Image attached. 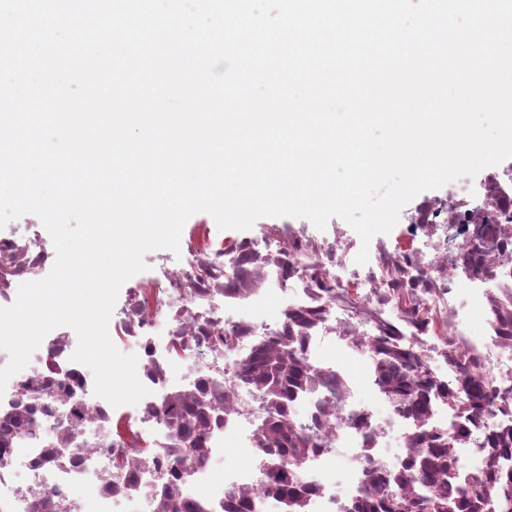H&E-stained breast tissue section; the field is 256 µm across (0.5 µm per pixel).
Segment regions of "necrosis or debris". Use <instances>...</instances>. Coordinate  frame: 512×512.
Listing matches in <instances>:
<instances>
[{"instance_id": "necrosis-or-debris-1", "label": "necrosis or debris", "mask_w": 512, "mask_h": 512, "mask_svg": "<svg viewBox=\"0 0 512 512\" xmlns=\"http://www.w3.org/2000/svg\"><path fill=\"white\" fill-rule=\"evenodd\" d=\"M403 229L378 243L367 264L353 241L305 225L224 240L193 225L182 260L129 289L110 319L115 343L137 345V374L150 390L134 405L93 393L86 366L73 362L69 327L49 332L39 364L18 372L0 394V512H342L375 494L370 471L397 430L405 454L424 436L458 456L512 438V158L458 179L402 211ZM55 253L39 236L0 234V307L22 282L39 280ZM467 297L483 320L458 306ZM275 303L273 316L256 310ZM427 403L415 410L382 382L389 351ZM368 359L370 398L346 369ZM301 378L275 420L255 407L272 363ZM478 362L498 397L469 419L448 416L447 393L467 395ZM318 442L302 465L279 456L299 436ZM251 466L217 473L227 444ZM352 449L345 486L333 472L335 448ZM302 477L312 492L287 507L272 492L273 472Z\"/></svg>"}]
</instances>
